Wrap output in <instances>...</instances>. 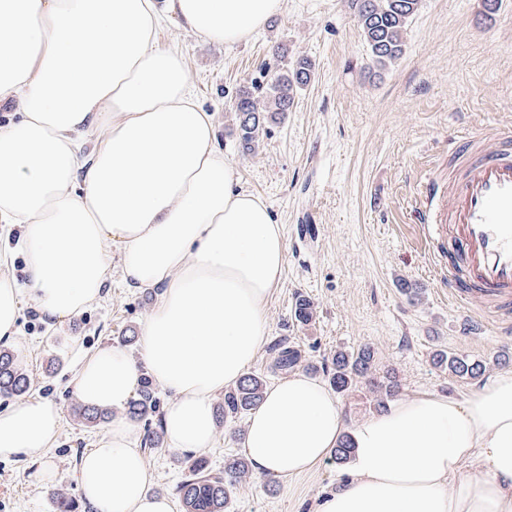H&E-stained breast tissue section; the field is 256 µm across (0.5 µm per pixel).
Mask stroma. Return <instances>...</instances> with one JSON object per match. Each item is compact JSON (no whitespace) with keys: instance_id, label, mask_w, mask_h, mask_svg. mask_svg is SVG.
I'll return each mask as SVG.
<instances>
[{"instance_id":"35a3bbf8","label":"stroma","mask_w":512,"mask_h":512,"mask_svg":"<svg viewBox=\"0 0 512 512\" xmlns=\"http://www.w3.org/2000/svg\"><path fill=\"white\" fill-rule=\"evenodd\" d=\"M157 38L182 53L218 149L282 226L286 263L267 306V343L251 373L270 384L282 379L272 368V345L285 338L301 354L298 371L323 380L336 351L370 346L378 375L390 377L398 399L425 392L462 399L491 381L501 370L497 355H512V335L491 326L462 329L464 310L438 281L411 196L447 151L449 136L512 128V0H497L492 10L485 0H420L403 56L381 69L371 65L351 0H288L282 14L232 47L172 20ZM298 59L312 63L310 83L290 112L269 124L255 153L242 156L233 110L239 91ZM403 280L416 296L401 290ZM300 295L316 308L306 325L293 314ZM159 298L158 291L126 287L116 264L101 302L78 316L48 323L23 296L19 335L7 349L30 378L28 398L51 401L60 425L44 461L0 460V512H54L55 491L74 499L78 512H95L75 474L113 413L94 423L79 416L72 371L80 354L105 344L138 355L142 323ZM438 350L489 365L481 380L464 385L434 366ZM246 426L243 416L218 421L214 447L202 452L212 470L242 456ZM143 454L151 493L173 498L175 512H185L176 495L187 452L163 443ZM46 466L54 474L48 483L37 477ZM342 471L330 457L289 486L249 473L234 485L226 512H314Z\"/></svg>"}]
</instances>
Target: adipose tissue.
<instances>
[{
    "mask_svg": "<svg viewBox=\"0 0 512 512\" xmlns=\"http://www.w3.org/2000/svg\"><path fill=\"white\" fill-rule=\"evenodd\" d=\"M286 0H0V265L23 257L26 288L0 276V341L18 334L22 293L67 319L103 297L112 263L123 281L160 289L138 355L107 344L72 379L85 404L122 408L141 371L173 399L170 447H213L215 396L239 382L267 336L282 277V227L214 144L183 57L157 39L167 13L204 39L234 45ZM102 138L86 157L78 143ZM121 245L113 257V245ZM59 429L45 399L0 411V459H43ZM137 430L123 417L84 454L77 480L97 512H173L149 493ZM350 437L335 491L315 512H512V368L462 400L398 399L347 424L320 380L292 373L252 411L242 443L257 474L290 482Z\"/></svg>",
    "mask_w": 512,
    "mask_h": 512,
    "instance_id": "1",
    "label": "adipose tissue"
}]
</instances>
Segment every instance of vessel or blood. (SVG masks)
Returning a JSON list of instances; mask_svg holds the SVG:
<instances>
[{
  "label": "vessel or blood",
  "instance_id": "1",
  "mask_svg": "<svg viewBox=\"0 0 512 512\" xmlns=\"http://www.w3.org/2000/svg\"><path fill=\"white\" fill-rule=\"evenodd\" d=\"M413 203L429 248L446 251L437 267L449 296L475 306L468 325L512 334V135L471 131L425 174Z\"/></svg>",
  "mask_w": 512,
  "mask_h": 512
}]
</instances>
